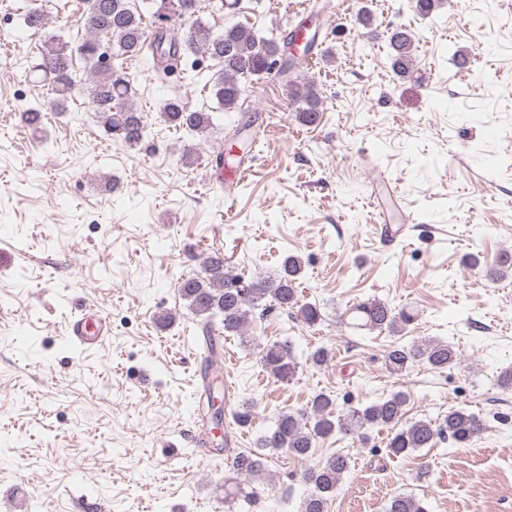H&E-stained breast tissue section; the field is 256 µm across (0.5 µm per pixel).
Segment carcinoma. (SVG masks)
Here are the masks:
<instances>
[{"instance_id":"obj_1","label":"carcinoma","mask_w":512,"mask_h":512,"mask_svg":"<svg viewBox=\"0 0 512 512\" xmlns=\"http://www.w3.org/2000/svg\"><path fill=\"white\" fill-rule=\"evenodd\" d=\"M153 2L157 9L151 13V25H146L140 3ZM86 9L80 17L84 35L78 42L52 38L43 42L39 62L29 68V74L39 75L52 85L54 108L68 110L74 92H88L91 107L104 135L129 147L139 145L147 136V124L135 108V90L130 76L113 64V59L126 60L149 57L160 77L182 72L185 67L202 74L204 61L214 63L216 70L206 84L219 108L232 112L240 107L245 81L272 72L283 76L302 66L304 58L288 54L292 38H264L253 27L235 23L224 28V33L213 36L204 26L199 14L216 11L213 0H84ZM25 26L39 32L46 25V14L39 7L25 12ZM392 68L408 75L415 63L414 37L400 26L389 31ZM83 63L76 70L74 58ZM293 98L300 103L296 110L298 121L306 126L320 117L321 100L314 82L297 87ZM44 113L39 108H28L21 113L22 122L36 131L43 125ZM161 121L175 129L203 133L212 124V113L190 109L176 96L165 101L160 110ZM300 256L288 254L280 270L271 279L251 281L225 266L224 255L214 252L205 257L201 270L178 281L179 295L189 302L198 315L218 318L224 332L244 337L250 316L255 308L267 301L272 306L290 309L308 326L321 321L317 306L300 300L297 280L303 272ZM362 326L392 333H407L416 315L406 309L396 311L379 299L357 304ZM259 362L273 379L289 382L297 375L299 361L294 347L288 341L263 346ZM457 362L454 347L440 339L413 341L406 345L394 344L385 355L386 368L403 374L416 363H424L437 371H444ZM407 395L396 392L386 398L371 401L360 407L336 412L337 399L331 394H316L302 413L280 414L273 425L258 439L257 448L232 449L224 477V495L228 502L241 501L251 506L258 499L255 489H247L250 480L263 470L265 450H285L294 458L305 461L319 441L329 437L353 436L361 443L369 439V430L375 427L390 429L386 443L390 456L410 455L422 448H430L441 439L465 446L484 430L480 417L465 408H451L440 419L422 418L402 423ZM240 427H249L255 418L254 406L242 403L232 413ZM350 468V458L334 453L322 463L304 470L301 480L311 487L300 506V512H326L327 501L336 491L338 482ZM386 512H429L422 499L405 495L393 496Z\"/></svg>"}]
</instances>
